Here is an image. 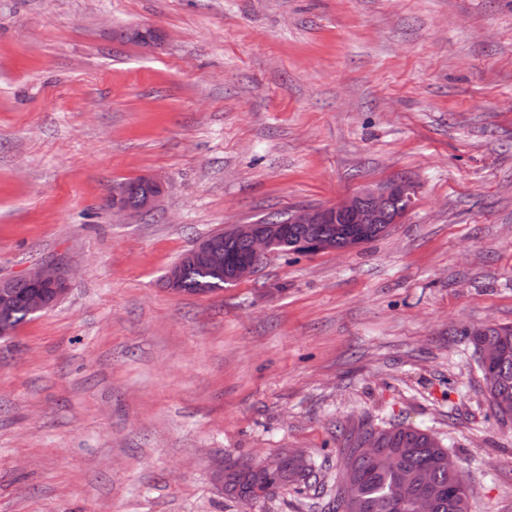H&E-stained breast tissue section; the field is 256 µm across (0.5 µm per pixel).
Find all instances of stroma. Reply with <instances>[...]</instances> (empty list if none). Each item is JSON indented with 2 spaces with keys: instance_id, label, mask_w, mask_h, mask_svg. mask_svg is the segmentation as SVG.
I'll list each match as a JSON object with an SVG mask.
<instances>
[{
  "instance_id": "stroma-1",
  "label": "stroma",
  "mask_w": 512,
  "mask_h": 512,
  "mask_svg": "<svg viewBox=\"0 0 512 512\" xmlns=\"http://www.w3.org/2000/svg\"><path fill=\"white\" fill-rule=\"evenodd\" d=\"M134 26L159 35L127 41ZM144 175L152 212L112 214ZM415 187L394 231L170 291L219 229ZM0 512H243L228 460L429 429L470 512H512V421L463 329L512 324V0H0ZM140 182V184L134 186L144 188L145 192L140 194L136 205H131L128 201L133 187L130 183L113 184L110 195V207L113 214L135 216L138 213L150 211L158 207L159 200L164 192L162 183L150 176L140 177ZM23 279L30 288L20 278L6 281L15 294V302L9 308L0 310L1 339L10 337L22 322L30 319L35 313L54 306L67 291L65 274L53 266L38 268L23 276ZM4 334L6 336H2Z\"/></svg>"
}]
</instances>
